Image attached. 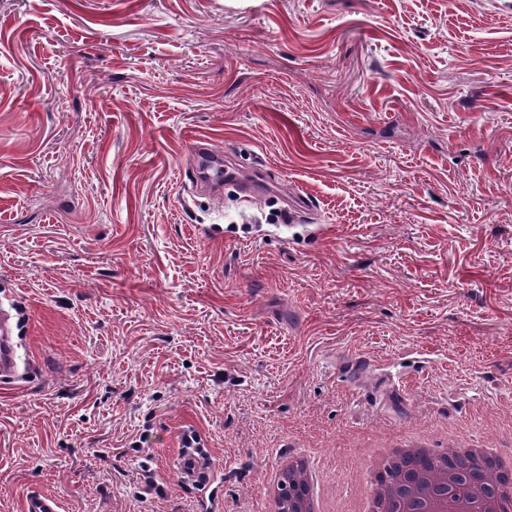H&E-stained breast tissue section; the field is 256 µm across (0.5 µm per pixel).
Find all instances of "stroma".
I'll use <instances>...</instances> for the list:
<instances>
[{
	"instance_id": "1",
	"label": "stroma",
	"mask_w": 512,
	"mask_h": 512,
	"mask_svg": "<svg viewBox=\"0 0 512 512\" xmlns=\"http://www.w3.org/2000/svg\"><path fill=\"white\" fill-rule=\"evenodd\" d=\"M204 136L312 208L198 194ZM0 512H259L327 436L512 427V0H0ZM368 368L352 379V361ZM209 444L206 508L168 462ZM23 323L20 313L10 307H0V386H13L28 374L33 366L19 354Z\"/></svg>"
}]
</instances>
